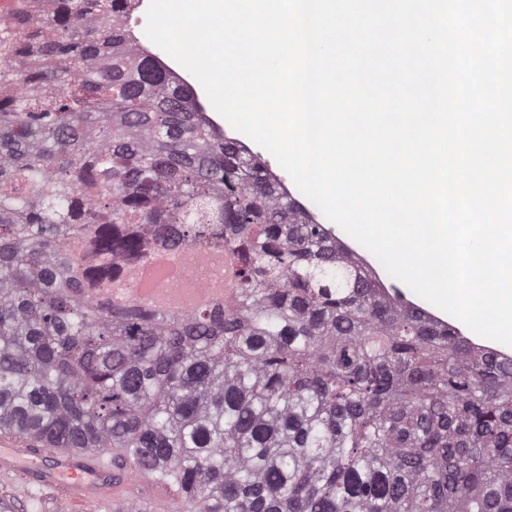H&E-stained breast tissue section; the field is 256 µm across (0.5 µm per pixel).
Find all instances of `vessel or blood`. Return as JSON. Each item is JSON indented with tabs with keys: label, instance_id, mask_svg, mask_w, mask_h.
<instances>
[{
	"label": "vessel or blood",
	"instance_id": "b4317fda",
	"mask_svg": "<svg viewBox=\"0 0 512 512\" xmlns=\"http://www.w3.org/2000/svg\"><path fill=\"white\" fill-rule=\"evenodd\" d=\"M0 472L53 488L58 501L70 506L72 512H85L90 505L107 510L128 500L153 498L163 488L149 473L138 472L130 480L119 482L104 458L34 448L16 437L0 438Z\"/></svg>",
	"mask_w": 512,
	"mask_h": 512
}]
</instances>
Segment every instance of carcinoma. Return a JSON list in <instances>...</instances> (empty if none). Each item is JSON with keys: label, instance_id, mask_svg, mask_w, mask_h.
<instances>
[{"label": "carcinoma", "instance_id": "1", "mask_svg": "<svg viewBox=\"0 0 512 512\" xmlns=\"http://www.w3.org/2000/svg\"><path fill=\"white\" fill-rule=\"evenodd\" d=\"M0 42V434L106 455L193 512H512V357L386 288L195 92L137 0ZM160 251L230 302L140 294Z\"/></svg>", "mask_w": 512, "mask_h": 512}]
</instances>
